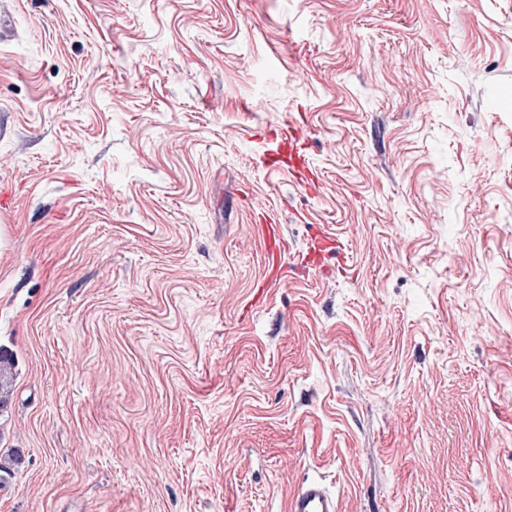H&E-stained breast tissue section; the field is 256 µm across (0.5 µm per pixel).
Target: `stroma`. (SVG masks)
<instances>
[{"mask_svg": "<svg viewBox=\"0 0 512 512\" xmlns=\"http://www.w3.org/2000/svg\"><path fill=\"white\" fill-rule=\"evenodd\" d=\"M0 23V512H286L314 478L341 512H512V0ZM291 125L314 186L266 164ZM318 232L347 267L302 263ZM255 232L262 241L266 251L274 250V260L280 271L285 267V249L282 241V230L280 224L269 222L254 226ZM15 359L13 354L0 348V418L9 401L15 378Z\"/></svg>", "mask_w": 512, "mask_h": 512, "instance_id": "stroma-1", "label": "stroma"}]
</instances>
